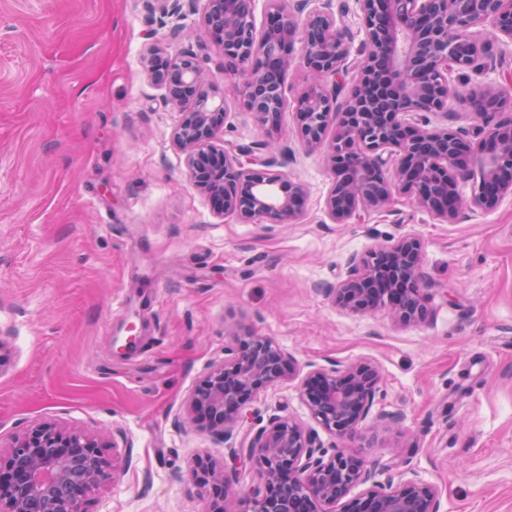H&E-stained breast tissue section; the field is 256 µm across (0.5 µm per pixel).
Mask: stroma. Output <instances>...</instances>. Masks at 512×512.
I'll return each instance as SVG.
<instances>
[{
  "instance_id": "obj_1",
  "label": "stroma",
  "mask_w": 512,
  "mask_h": 512,
  "mask_svg": "<svg viewBox=\"0 0 512 512\" xmlns=\"http://www.w3.org/2000/svg\"><path fill=\"white\" fill-rule=\"evenodd\" d=\"M204 4L172 38L147 0H0V439L44 421L114 437L121 474L87 512H210L192 462L232 467L236 441L188 424L186 400L238 325L304 369L376 363L373 410L403 425L337 438L293 380L248 402V427L288 416L322 447L435 485L440 512H512V199L444 223L398 194L388 211L332 223V176L287 109L277 170L306 187L301 216L215 215L171 142L181 114L142 66L153 35L168 54L193 50L224 97L222 138L261 140ZM409 232L424 244V322L320 292L353 255Z\"/></svg>"
}]
</instances>
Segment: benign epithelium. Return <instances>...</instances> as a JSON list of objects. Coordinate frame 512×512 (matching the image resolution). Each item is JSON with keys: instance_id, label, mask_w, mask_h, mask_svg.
<instances>
[{"instance_id": "7a95c632", "label": "benign epithelium", "mask_w": 512, "mask_h": 512, "mask_svg": "<svg viewBox=\"0 0 512 512\" xmlns=\"http://www.w3.org/2000/svg\"><path fill=\"white\" fill-rule=\"evenodd\" d=\"M256 0H206L205 25L224 54V74L243 77V97L266 139L243 147L219 137L227 116L224 99L206 88L200 57L169 55L161 42L145 48L143 65L164 99L181 112L172 144L200 192L220 216L256 224H285L302 213L305 187L273 171L275 134L286 105L289 48L302 30L309 82L293 102L296 130L312 149L324 150L332 185L325 211L336 224L359 222L386 211L394 192L445 223L466 210L490 212L512 197V117L466 138L446 127H428L424 114L452 99L473 101L489 112H512L500 85H453L448 75L488 71L491 41L512 44V0H357L364 21L362 60L347 98L337 102L338 80L348 73L351 48L330 4L309 8L269 5L266 25L255 24ZM171 19L181 0H151ZM268 58L274 74L254 66ZM333 136H328L330 128ZM473 182L467 196L462 184ZM423 245L412 233L353 258L347 275L322 291L344 309L364 312L384 305L401 324L427 316L422 294ZM230 357L213 362L189 397L192 423L219 437L243 428L244 405L283 381L299 380L301 398L325 431L344 438L367 420L382 383L379 368L361 361L343 370L311 367L301 373L293 358L267 336L233 334ZM105 438L53 422L30 426L0 448V512H86L91 491L120 475ZM236 458L256 469L259 482L245 512H440L438 489L418 478L380 480L384 470L354 454L328 451L311 430L290 417L273 416L244 432ZM194 482L211 498V512L226 507L224 466L197 458ZM362 486L358 495L352 489Z\"/></svg>"}]
</instances>
